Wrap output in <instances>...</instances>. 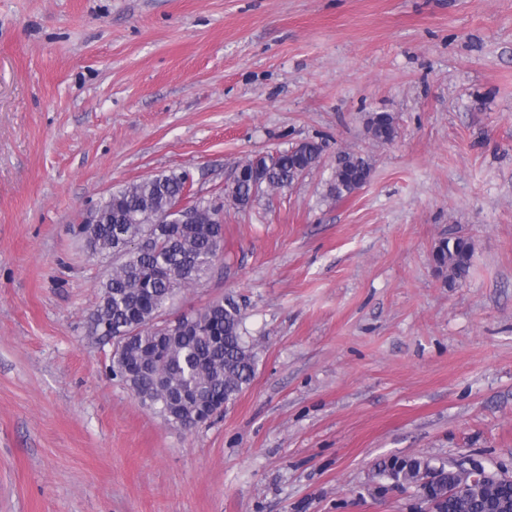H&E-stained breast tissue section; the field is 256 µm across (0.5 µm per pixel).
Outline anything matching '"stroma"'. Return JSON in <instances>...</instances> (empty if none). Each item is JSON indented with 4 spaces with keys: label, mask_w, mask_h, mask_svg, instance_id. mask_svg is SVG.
<instances>
[{
    "label": "stroma",
    "mask_w": 512,
    "mask_h": 512,
    "mask_svg": "<svg viewBox=\"0 0 512 512\" xmlns=\"http://www.w3.org/2000/svg\"><path fill=\"white\" fill-rule=\"evenodd\" d=\"M310 140L309 175L225 204ZM343 150L372 174L334 201ZM170 172L224 255L164 314L233 299L257 355L190 431L110 375L112 260L72 234ZM464 455L512 476V0H0V512H424L379 468ZM367 127L377 141L390 142L396 133V117L388 112L372 113L367 119ZM473 253L472 242L468 238L443 239L435 246L433 259L437 270L448 271V283L455 284L466 278Z\"/></svg>",
    "instance_id": "1"
}]
</instances>
